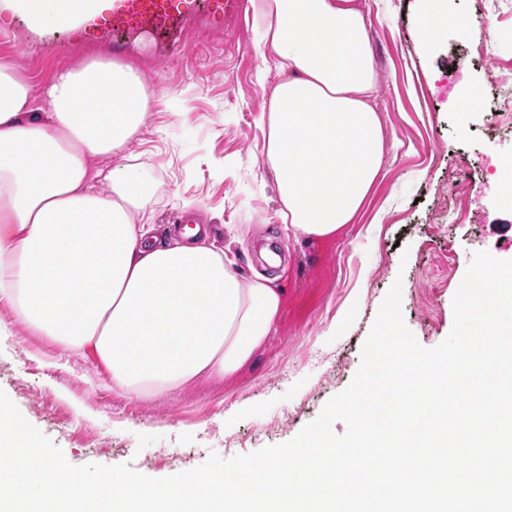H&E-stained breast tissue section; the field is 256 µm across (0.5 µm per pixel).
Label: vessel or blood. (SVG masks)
<instances>
[{"mask_svg": "<svg viewBox=\"0 0 512 512\" xmlns=\"http://www.w3.org/2000/svg\"><path fill=\"white\" fill-rule=\"evenodd\" d=\"M244 7V0H112L110 24L118 39L157 38L201 11L219 23H232L242 16Z\"/></svg>", "mask_w": 512, "mask_h": 512, "instance_id": "obj_1", "label": "vessel or blood"}]
</instances>
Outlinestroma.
<instances>
[{
    "label": "stroma",
    "mask_w": 512,
    "mask_h": 512,
    "mask_svg": "<svg viewBox=\"0 0 512 512\" xmlns=\"http://www.w3.org/2000/svg\"><path fill=\"white\" fill-rule=\"evenodd\" d=\"M367 35L379 83L383 167L357 223L336 236H295L279 216L277 179L264 163L261 122L272 63L253 49L252 13L224 31L189 18L164 41L113 46L111 30L44 39L20 19L0 20V56L39 86L85 57L135 60L153 92L130 151L158 182L152 235L172 239L173 219L195 218L206 245L224 249L241 276L273 278L284 303L265 344L235 374L202 378L137 399L103 385L92 356L64 355L31 334L0 302V390L75 465L132 463L154 478L193 469L210 453L230 458L288 441L353 380L361 349L395 280L402 316L419 344L450 333L453 298L476 252L512 259V207L496 204L488 137L502 112L458 111L448 101L455 65L486 94L487 66L512 68V0H369ZM430 11L466 20L434 43Z\"/></svg>",
    "instance_id": "obj_1"
}]
</instances>
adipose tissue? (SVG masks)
I'll list each match as a JSON object with an SVG mask.
<instances>
[{"label": "adipose tissue", "instance_id": "1", "mask_svg": "<svg viewBox=\"0 0 512 512\" xmlns=\"http://www.w3.org/2000/svg\"><path fill=\"white\" fill-rule=\"evenodd\" d=\"M33 34L68 31L112 0H0ZM255 49L283 79L269 94L264 161L283 222L322 238L352 223L382 169L378 74L360 0H254ZM152 94L132 62L86 59L38 88L0 57V299L68 354L93 353L144 399L248 363L282 291L234 272L201 228L166 242L151 169L127 153ZM44 100L45 111L35 109Z\"/></svg>", "mask_w": 512, "mask_h": 512}]
</instances>
